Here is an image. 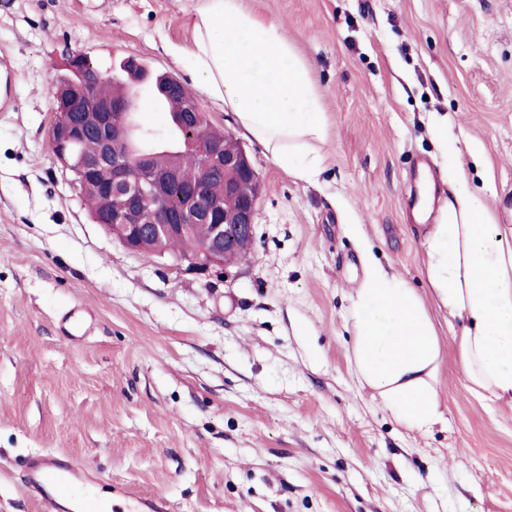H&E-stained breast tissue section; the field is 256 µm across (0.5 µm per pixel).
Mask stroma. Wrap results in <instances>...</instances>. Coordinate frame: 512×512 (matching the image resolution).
<instances>
[{
    "label": "stroma",
    "instance_id": "1",
    "mask_svg": "<svg viewBox=\"0 0 512 512\" xmlns=\"http://www.w3.org/2000/svg\"><path fill=\"white\" fill-rule=\"evenodd\" d=\"M240 2L308 65L324 169L288 174L197 91L261 185L254 249L223 277L126 250L49 146L72 52L194 89L203 0H0V512H40L22 486L36 453L79 459L110 512H131L127 487L170 512H512V406L467 393L447 314L429 309L442 418L410 431L358 382L349 301L364 243L428 296L421 160L440 196L464 172L512 225V0ZM75 308L93 319L79 342L59 325Z\"/></svg>",
    "mask_w": 512,
    "mask_h": 512
}]
</instances>
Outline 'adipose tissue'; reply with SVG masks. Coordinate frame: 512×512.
I'll return each instance as SVG.
<instances>
[{"mask_svg":"<svg viewBox=\"0 0 512 512\" xmlns=\"http://www.w3.org/2000/svg\"><path fill=\"white\" fill-rule=\"evenodd\" d=\"M191 40L187 56L203 92L280 167L314 179L322 159L309 143L325 135L319 100L279 24L245 12L239 0H205ZM422 246L433 301L459 324L454 339L467 392L512 405V228L499 224L461 174ZM351 317L360 383L406 429H429L440 418L441 351L423 298L368 253Z\"/></svg>","mask_w":512,"mask_h":512,"instance_id":"1","label":"adipose tissue"}]
</instances>
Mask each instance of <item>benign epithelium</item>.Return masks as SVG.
<instances>
[{
    "instance_id": "benign-epithelium-1",
    "label": "benign epithelium",
    "mask_w": 512,
    "mask_h": 512,
    "mask_svg": "<svg viewBox=\"0 0 512 512\" xmlns=\"http://www.w3.org/2000/svg\"><path fill=\"white\" fill-rule=\"evenodd\" d=\"M107 79L104 73L89 78L80 75L59 88L53 100L54 119L49 144L54 156L67 169L84 177L96 172L105 162L111 163L112 175L106 185L109 207L96 217L113 238L126 249L138 252L147 236L183 239L191 224L204 222L209 234L203 243L174 256L178 263L203 271H223L225 234L228 223L239 230L238 245L244 251L253 248L255 239V212L259 195L258 174L246 152L241 148L227 155L220 148L200 153L204 166H222L236 172L224 196L214 198L201 185L196 186L180 201H171L167 195L169 176H160L145 159L137 161V173L131 174V163L119 153V146L101 140V152L87 157L77 152L83 132L101 129L107 124L129 128L131 113L121 102L98 103L73 112V107L91 97L92 82Z\"/></svg>"
}]
</instances>
